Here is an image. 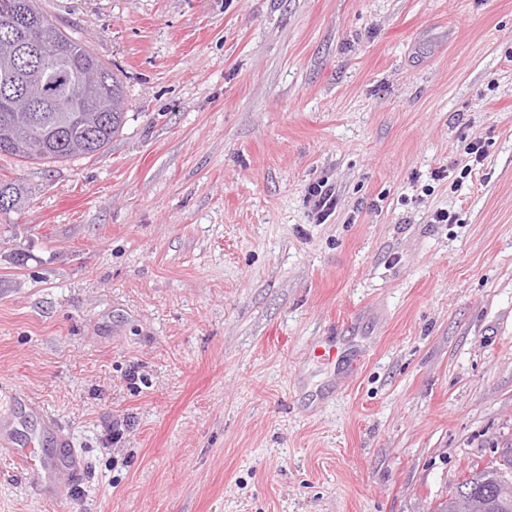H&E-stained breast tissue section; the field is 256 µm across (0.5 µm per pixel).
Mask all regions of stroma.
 Segmentation results:
<instances>
[{
    "mask_svg": "<svg viewBox=\"0 0 512 512\" xmlns=\"http://www.w3.org/2000/svg\"><path fill=\"white\" fill-rule=\"evenodd\" d=\"M38 6L129 109L93 157H0V420L36 403L84 462L49 502L0 452V512H432L498 464L512 0ZM23 204L25 196L20 184L12 179H0V213L8 214ZM308 202L312 206V214L316 222L323 223L336 210L337 196L336 190L327 182H318L310 185L306 191Z\"/></svg>",
    "mask_w": 512,
    "mask_h": 512,
    "instance_id": "obj_1",
    "label": "stroma"
}]
</instances>
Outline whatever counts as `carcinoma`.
I'll return each mask as SVG.
<instances>
[{"instance_id":"carcinoma-1","label":"carcinoma","mask_w":512,"mask_h":512,"mask_svg":"<svg viewBox=\"0 0 512 512\" xmlns=\"http://www.w3.org/2000/svg\"><path fill=\"white\" fill-rule=\"evenodd\" d=\"M0 127L13 137L0 139V157L21 162L56 164L101 152L123 129L127 98L120 78L86 41L72 36L37 7V0H0ZM63 74L81 82L86 90L107 95L109 112H93L59 84L44 96L43 87L31 83L32 75ZM27 96L33 108L19 112L10 101ZM25 204L16 181L0 179V213ZM501 467L478 469L474 465L458 483L479 504L478 512H512V443L503 445Z\"/></svg>"}]
</instances>
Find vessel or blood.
Wrapping results in <instances>:
<instances>
[{
	"mask_svg": "<svg viewBox=\"0 0 512 512\" xmlns=\"http://www.w3.org/2000/svg\"><path fill=\"white\" fill-rule=\"evenodd\" d=\"M31 412L40 419L39 431L26 443L15 444L9 430L0 431V447L25 471L30 486L40 490L61 489L62 477L79 475L81 463L68 439L39 406Z\"/></svg>",
	"mask_w": 512,
	"mask_h": 512,
	"instance_id": "vessel-or-blood-1",
	"label": "vessel or blood"
}]
</instances>
